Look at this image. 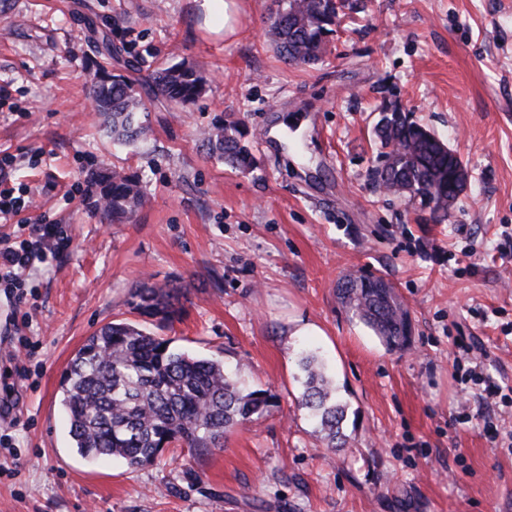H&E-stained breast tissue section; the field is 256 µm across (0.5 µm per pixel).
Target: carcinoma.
Listing matches in <instances>:
<instances>
[{"label":"carcinoma","mask_w":512,"mask_h":512,"mask_svg":"<svg viewBox=\"0 0 512 512\" xmlns=\"http://www.w3.org/2000/svg\"><path fill=\"white\" fill-rule=\"evenodd\" d=\"M360 9V0H281L270 38L284 60L315 63L326 54L336 21ZM116 51L112 41L102 37L90 97L106 117L112 140L127 144L141 133L138 119L145 102L132 79L108 72ZM152 83L154 97L182 105L194 102L206 87L203 74L185 60L156 70ZM378 110L381 165L374 169L375 181L422 203L430 199V214L442 220L460 195L448 194V143L413 121L396 101L385 100ZM242 137L238 123L226 121L210 128L204 142L246 172L255 168V159ZM91 181L97 206L107 217L126 219L142 204L135 176L114 171L95 174ZM337 298L388 350L411 345L409 313L384 278L351 272L339 283ZM127 305L160 326L183 315L178 290L167 284L143 285L131 293ZM300 364L304 391L299 406L319 425L325 447L333 452L345 447L346 406L337 399L335 384L316 356L306 354ZM61 389L71 447L86 460L118 457L131 469L154 463L172 444L193 456L222 449L228 431L270 414L278 403L269 388H240L223 361L180 350L172 340L127 322L107 323L88 337L71 359Z\"/></svg>","instance_id":"obj_1"}]
</instances>
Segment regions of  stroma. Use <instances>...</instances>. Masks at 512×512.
<instances>
[{
    "label": "stroma",
    "mask_w": 512,
    "mask_h": 512,
    "mask_svg": "<svg viewBox=\"0 0 512 512\" xmlns=\"http://www.w3.org/2000/svg\"><path fill=\"white\" fill-rule=\"evenodd\" d=\"M237 4L242 33L227 36L198 0H0V190L33 202L0 238L57 224L71 241L22 302L0 291V512H512V254L499 250L512 235V0H363L313 65L269 43L277 0ZM105 34L113 72L140 94L184 59L208 79L192 104L149 103L127 148L89 98ZM394 97L469 172L442 222L372 179L377 107ZM227 120L253 172L208 152L203 133ZM115 169L144 192L119 224L90 185ZM356 270L397 289L409 349L388 350L338 303ZM145 283L180 289V321L130 312ZM112 321L220 357L277 407L208 455L84 460L60 382ZM303 349L347 406L341 450L298 405Z\"/></svg>",
    "instance_id": "1"
}]
</instances>
